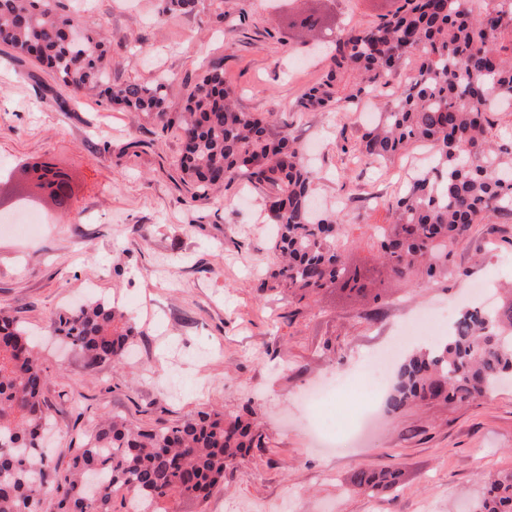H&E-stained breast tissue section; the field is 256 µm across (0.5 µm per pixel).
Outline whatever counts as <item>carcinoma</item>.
<instances>
[{
    "label": "carcinoma",
    "mask_w": 512,
    "mask_h": 512,
    "mask_svg": "<svg viewBox=\"0 0 512 512\" xmlns=\"http://www.w3.org/2000/svg\"><path fill=\"white\" fill-rule=\"evenodd\" d=\"M378 21L334 41L323 79L302 95L307 111L354 107L385 96L390 74L416 55L415 76L357 143L359 160L394 158L422 142L430 166L413 175L403 194L386 198L392 222L378 224L371 263L347 257L342 212L315 217L314 172L294 138L234 103L224 70L213 64L196 79L184 110L165 111L167 79L112 83L101 33L63 13L61 0H0V44L18 62L34 58L72 99L95 94L184 133L179 169L199 190L229 187L246 175L265 199L282 262L259 287L301 303L327 292L368 296L377 303L389 279L448 278L450 248L475 224L512 218V138L489 137L491 107L512 105V0H394ZM198 0H166L164 12L189 15ZM291 24L317 37L330 29L315 12ZM53 333L90 368L120 365L134 328L113 304L95 300L50 317ZM512 380V302L500 309L461 310L435 349L406 359L387 397L389 412L411 404L474 402ZM46 375L28 330L0 308V512H167L162 504L205 501L224 473L261 444L251 419L199 411L160 430H142L107 416L72 449L59 472L41 446L51 422ZM354 485L376 495L395 491L392 471H360ZM474 512H512V472L491 478Z\"/></svg>",
    "instance_id": "cac0c4a2"
}]
</instances>
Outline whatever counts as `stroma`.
<instances>
[{"instance_id": "stroma-1", "label": "stroma", "mask_w": 512, "mask_h": 512, "mask_svg": "<svg viewBox=\"0 0 512 512\" xmlns=\"http://www.w3.org/2000/svg\"><path fill=\"white\" fill-rule=\"evenodd\" d=\"M62 3L102 26L113 81L168 77V112L182 111L197 75L221 64L240 109L272 114L276 131L316 145V205L343 206L355 257L377 254L374 227L389 218L373 198L404 189L408 170L428 167V148L416 143L370 167L351 152L367 123L362 112L302 111V93L329 59L280 23L276 0H200L191 15L163 13L162 0ZM327 7L337 37L379 14L371 0ZM9 54L0 45V207L14 212L8 195L30 161H49L75 181L67 209L42 205L48 222L38 235L0 229V308L41 345L56 423L48 451L59 468L104 416L149 429L214 409L249 414L262 445L227 470L210 499L172 503L169 512H473L481 472L512 471L510 383L474 403L381 413L356 448L343 438L336 449L316 447L313 427L330 407L303 401L315 386L358 376L417 315L474 302L469 284L512 282V220L473 226L448 278L392 282L378 304L262 293L276 257L258 188L243 178L197 193L177 166V128L99 97L52 95V74L31 58L16 71ZM62 98L69 112H60ZM88 298L118 305L139 330L120 366L89 369L48 334L53 313ZM382 468L400 471L397 491L356 492L358 471Z\"/></svg>"}]
</instances>
